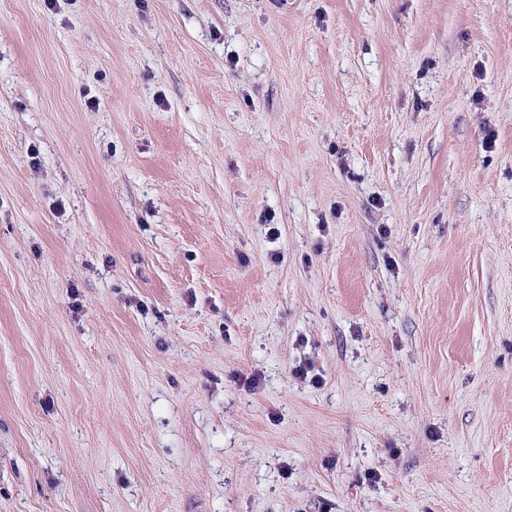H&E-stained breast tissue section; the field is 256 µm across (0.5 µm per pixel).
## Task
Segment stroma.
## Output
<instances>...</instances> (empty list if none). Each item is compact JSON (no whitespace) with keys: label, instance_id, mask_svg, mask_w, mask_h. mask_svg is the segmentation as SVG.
Here are the masks:
<instances>
[{"label":"stroma","instance_id":"obj_1","mask_svg":"<svg viewBox=\"0 0 512 512\" xmlns=\"http://www.w3.org/2000/svg\"><path fill=\"white\" fill-rule=\"evenodd\" d=\"M0 512H512V0H0Z\"/></svg>","mask_w":512,"mask_h":512}]
</instances>
